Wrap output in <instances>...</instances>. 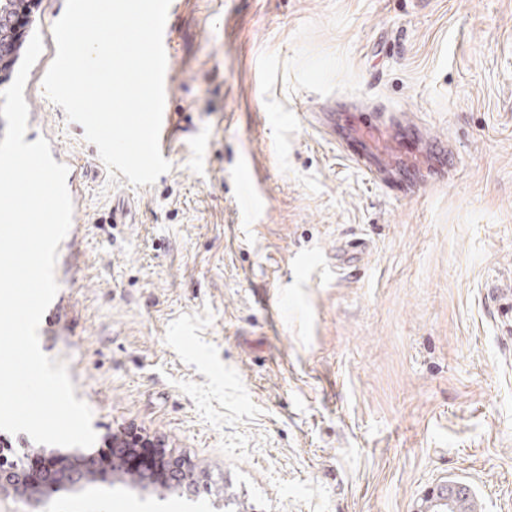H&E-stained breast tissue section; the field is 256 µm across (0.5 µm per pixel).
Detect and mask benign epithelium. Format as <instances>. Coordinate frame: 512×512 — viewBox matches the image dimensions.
Listing matches in <instances>:
<instances>
[{"mask_svg":"<svg viewBox=\"0 0 512 512\" xmlns=\"http://www.w3.org/2000/svg\"><path fill=\"white\" fill-rule=\"evenodd\" d=\"M42 464L36 468L5 459L0 453V503L10 499L27 508L45 507L60 492L77 493L96 481L97 459L92 453L75 449L71 455L77 460L66 464L68 455L56 450L39 448ZM113 480L128 485L138 492H157L159 495L171 491L192 497L196 494L194 483L188 479L185 463L176 461V476L171 481L157 482L129 469L118 460L112 465ZM470 495L467 486L443 480L435 484L424 495L420 512H458V500Z\"/></svg>","mask_w":512,"mask_h":512,"instance_id":"obj_1","label":"benign epithelium"}]
</instances>
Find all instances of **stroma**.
Returning a JSON list of instances; mask_svg holds the SVG:
<instances>
[{
  "mask_svg": "<svg viewBox=\"0 0 512 512\" xmlns=\"http://www.w3.org/2000/svg\"><path fill=\"white\" fill-rule=\"evenodd\" d=\"M174 2L154 184L98 167L43 90L66 0H41L24 98L76 219L40 348L97 440L163 441L199 494L104 480L50 512H417L446 479L512 512V302L490 290L512 282V0ZM360 104L454 168L410 193L375 179L322 121ZM173 21L169 15V10L167 14L164 34H163V44L167 56V65H166V71H165V77H164V91H165V105H164V112H163V119H162V125L160 130V137H159V144L161 149V154L163 158H166L168 156V142L171 136V119L170 114L166 107V98L168 95L169 90V81L171 78V41H172V33H173Z\"/></svg>",
  "mask_w": 512,
  "mask_h": 512,
  "instance_id": "obj_1",
  "label": "stroma"
}]
</instances>
